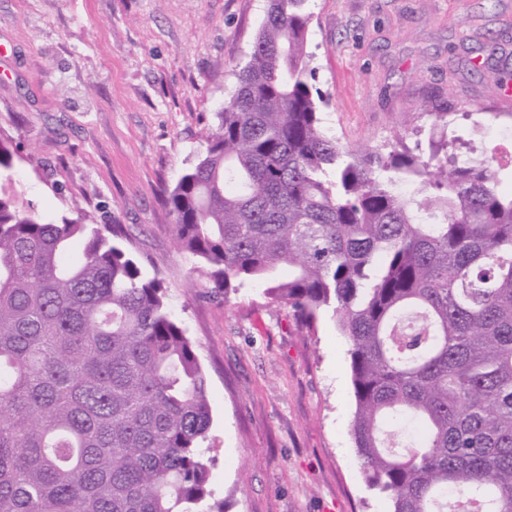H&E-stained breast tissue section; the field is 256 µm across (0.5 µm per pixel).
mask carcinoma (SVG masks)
<instances>
[{"label": "carcinoma", "instance_id": "carcinoma-1", "mask_svg": "<svg viewBox=\"0 0 512 512\" xmlns=\"http://www.w3.org/2000/svg\"><path fill=\"white\" fill-rule=\"evenodd\" d=\"M307 0H269L205 150L167 197L224 296L247 282L349 340L351 434L391 512H512V195L425 105L402 139L345 150L310 80ZM15 149L0 139V176ZM83 211L0 186V512H224L210 502L208 380L163 283ZM406 420V451L386 425Z\"/></svg>", "mask_w": 512, "mask_h": 512}]
</instances>
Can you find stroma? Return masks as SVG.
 Here are the masks:
<instances>
[{"instance_id":"35a3bbf8","label":"stroma","mask_w":512,"mask_h":512,"mask_svg":"<svg viewBox=\"0 0 512 512\" xmlns=\"http://www.w3.org/2000/svg\"><path fill=\"white\" fill-rule=\"evenodd\" d=\"M266 0H0V135L11 189L48 217L81 208L168 302L209 382V484L226 512H388L360 470L349 344L263 287L211 291L163 200L204 151L249 58ZM313 85L347 148L427 146L424 101L447 103L512 193V0H307ZM421 126L412 134L413 126Z\"/></svg>"}]
</instances>
